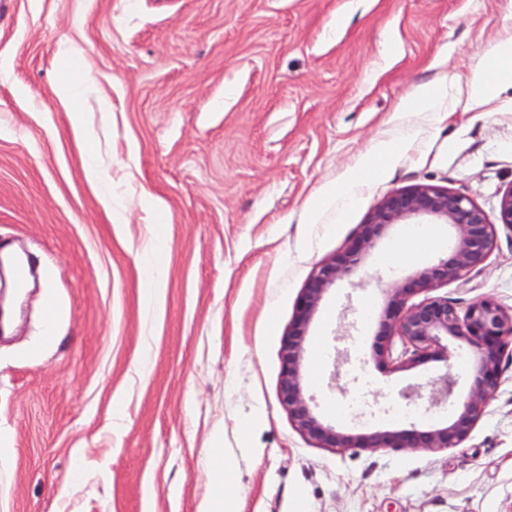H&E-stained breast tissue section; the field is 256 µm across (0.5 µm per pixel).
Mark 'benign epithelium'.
I'll return each instance as SVG.
<instances>
[{
	"instance_id": "7a95c632",
	"label": "benign epithelium",
	"mask_w": 512,
	"mask_h": 512,
	"mask_svg": "<svg viewBox=\"0 0 512 512\" xmlns=\"http://www.w3.org/2000/svg\"><path fill=\"white\" fill-rule=\"evenodd\" d=\"M422 218L446 224L455 231L451 257L422 269L387 296L379 324V342L373 346V361L379 368L389 365V345L393 337L413 347V354L401 366L415 367L432 357H448V337L463 340L473 352L472 384L466 400L456 405L453 419L431 430H397L353 436L322 422L306 397L303 380L305 341L309 327L324 296L336 282L348 275L361 257L370 253L386 230L400 223ZM512 229V188L499 202L497 222L467 197L430 185H420L387 196L361 225L360 233L342 254L324 263L307 281L296 298L295 312L281 346L279 398L295 428L321 448H452L474 429L482 404L498 389L500 357L512 338V314L494 300L483 299L465 312L445 299L411 302L418 293L437 284L461 278L483 264L495 243L496 224ZM457 384L455 375L445 373L433 383L435 402L451 399Z\"/></svg>"
}]
</instances>
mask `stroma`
I'll return each instance as SVG.
<instances>
[{"mask_svg":"<svg viewBox=\"0 0 512 512\" xmlns=\"http://www.w3.org/2000/svg\"><path fill=\"white\" fill-rule=\"evenodd\" d=\"M509 35L512 0H0V249L37 276L18 300L0 278L17 302L0 335L13 450L0 512H201L217 432L239 512H512V343L453 448H320L278 393L298 294L386 196L431 185L496 217L512 188V90L477 106L466 79ZM424 83L446 85L442 106L408 105ZM379 141L402 151L347 198ZM412 231L391 226L309 329L307 393L351 435L453 416L403 395L463 342L409 369L398 340L391 367L370 361L389 289L454 246L435 224L433 251L386 263ZM159 249L164 295L149 308ZM426 295L512 313V230L497 226L481 266ZM358 391L380 417L338 413Z\"/></svg>","mask_w":512,"mask_h":512,"instance_id":"35a3bbf8","label":"stroma"}]
</instances>
